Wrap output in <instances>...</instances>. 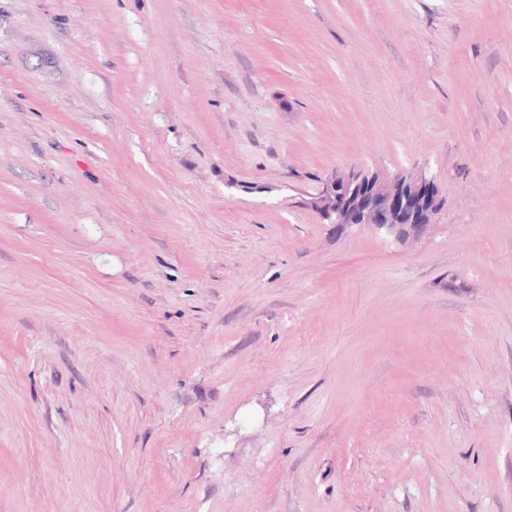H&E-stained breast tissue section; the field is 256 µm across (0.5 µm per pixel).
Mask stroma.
<instances>
[{"label": "stroma", "mask_w": 512, "mask_h": 512, "mask_svg": "<svg viewBox=\"0 0 512 512\" xmlns=\"http://www.w3.org/2000/svg\"><path fill=\"white\" fill-rule=\"evenodd\" d=\"M0 512H512V0H0ZM361 169L353 168L346 173L332 174L326 178L319 194L312 198L310 206L316 208L319 215L331 220L338 230L354 225L367 224L377 230L385 228L395 236L398 242L421 237L430 223L415 220V213L424 207L422 190L434 181L426 176L404 178L403 174L392 177L378 176L374 190L368 198H358L347 210L345 202L339 204L337 197L345 195L352 184L362 181ZM382 212L388 219L387 224H376L375 218ZM412 213V216L406 218Z\"/></svg>", "instance_id": "stroma-1"}]
</instances>
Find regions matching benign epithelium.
Returning a JSON list of instances; mask_svg holds the SVG:
<instances>
[{"instance_id":"7a95c632","label":"benign epithelium","mask_w":512,"mask_h":512,"mask_svg":"<svg viewBox=\"0 0 512 512\" xmlns=\"http://www.w3.org/2000/svg\"><path fill=\"white\" fill-rule=\"evenodd\" d=\"M360 181L359 168L342 174L334 173L323 181L319 194L312 198L310 206L341 231L354 225L367 224L378 230L386 229L401 243L419 238L426 232L429 224L415 220L413 214L424 207L421 193L433 184L432 179L425 176L406 178L401 174L379 176L370 197L359 198L349 208H344L337 197L346 194L351 185Z\"/></svg>"}]
</instances>
